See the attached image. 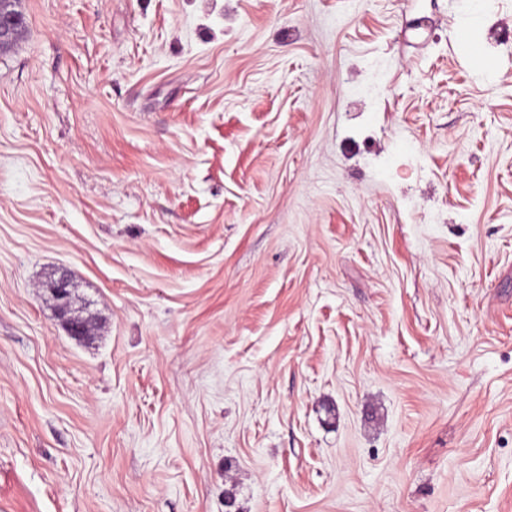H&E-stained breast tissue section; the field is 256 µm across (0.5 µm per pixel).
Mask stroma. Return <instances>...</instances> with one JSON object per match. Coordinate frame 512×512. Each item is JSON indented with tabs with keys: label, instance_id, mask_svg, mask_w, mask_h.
I'll return each mask as SVG.
<instances>
[{
	"label": "stroma",
	"instance_id": "obj_1",
	"mask_svg": "<svg viewBox=\"0 0 512 512\" xmlns=\"http://www.w3.org/2000/svg\"><path fill=\"white\" fill-rule=\"evenodd\" d=\"M18 9L0 512H512V0ZM42 288H46L53 300L57 317L63 323L68 335L76 340L87 338L91 334L90 325L73 308L72 288L74 286L71 280L65 275L57 278L50 277L42 284Z\"/></svg>",
	"mask_w": 512,
	"mask_h": 512
}]
</instances>
